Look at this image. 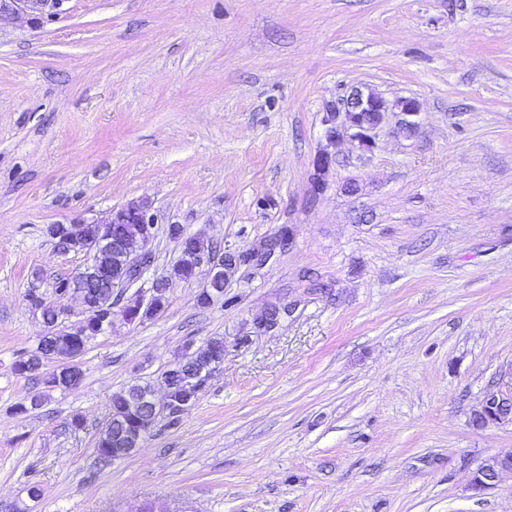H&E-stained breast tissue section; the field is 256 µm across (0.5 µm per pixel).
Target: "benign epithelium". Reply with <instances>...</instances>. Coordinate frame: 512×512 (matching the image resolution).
<instances>
[{"instance_id":"benign-epithelium-1","label":"benign epithelium","mask_w":512,"mask_h":512,"mask_svg":"<svg viewBox=\"0 0 512 512\" xmlns=\"http://www.w3.org/2000/svg\"><path fill=\"white\" fill-rule=\"evenodd\" d=\"M63 0H0V22L10 20L23 13L29 16L33 24H39L46 14V10L54 9L62 4ZM403 115L400 122V129L410 133L417 122L414 117L420 114V107L416 100L411 98L399 99L395 103H388L378 93L369 90L354 89L345 98L340 99L336 105L325 113L322 119L324 136L326 140L333 143L341 137H347L358 142L364 152L374 148L377 132L386 123L389 113L393 110ZM103 223L106 225L103 235L96 241L78 246L69 239H63L54 244L56 251L62 255L71 252H81L87 256V265L97 269L102 266V259L107 254H112V261L123 262L128 269V279L112 282L117 297H122L125 289L138 283H150L149 299L138 295L132 302L124 304L114 303L112 308L105 314L98 315L100 306L82 302L83 319L73 329L75 336H84L95 326L98 333L102 334L112 328L114 317L119 315L128 323L139 319L140 313L148 312L155 314L160 311L161 306L158 298L165 294L167 279L163 276H153L148 279L146 275L153 266L152 251L149 244L155 237L158 228V219L151 212L150 206L143 201H132L125 206L112 210L109 217L98 220L93 219L91 223ZM109 224H138L140 225L139 237L136 241L130 242L113 235L107 228ZM291 233L287 230L265 244L262 250L257 252L240 251L226 248L220 254H203L201 252H190L181 250L180 262L197 268L204 263L210 265L211 277L224 274V281H229L241 265L248 262L261 263L266 261L272 252L278 247L286 245ZM144 406L152 411L150 419L146 422L145 432H150L158 419L167 416L173 407L165 402L158 405L154 395L147 396ZM475 415L482 418L484 426L501 425L512 422V391L500 389L490 390L484 396L479 410ZM503 472L512 473V453L504 456H494L482 463L473 473L470 488L480 494L497 486L500 474Z\"/></svg>"}]
</instances>
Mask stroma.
Returning a JSON list of instances; mask_svg holds the SVG:
<instances>
[{
  "instance_id": "35a3bbf8",
  "label": "stroma",
  "mask_w": 512,
  "mask_h": 512,
  "mask_svg": "<svg viewBox=\"0 0 512 512\" xmlns=\"http://www.w3.org/2000/svg\"><path fill=\"white\" fill-rule=\"evenodd\" d=\"M355 87L415 99V132L328 145ZM136 200L219 246L292 239L206 305L208 265L170 279L72 388L15 374L47 332L31 294L86 263L48 226ZM213 338L195 404L99 462L113 394L163 399ZM511 388L512 0H64L0 24V512H512L511 474L469 489L512 452V423L471 417ZM222 356L224 355V342L222 339H211L205 343L203 349L197 348L194 350L190 356L187 357L185 361L179 362L175 367L167 370L164 373V378L167 381L170 379H177V384L170 388L171 397L175 404L181 406L185 402L194 403L197 399L198 392L204 387L208 379L214 374L216 369H218L221 364L224 362V357H218L210 362V372L205 376L199 375L197 377V391L196 387H186L185 383L181 384L183 379L187 376L188 373H199L201 371L206 372V366L208 365L209 358L212 356ZM184 375V378L182 377ZM512 473V453L494 456L482 463L473 473L470 488L475 494L493 489L499 482L500 474Z\"/></svg>"
}]
</instances>
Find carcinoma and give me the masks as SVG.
I'll list each match as a JSON object with an SVG mask.
<instances>
[{
    "label": "carcinoma",
    "instance_id": "carcinoma-1",
    "mask_svg": "<svg viewBox=\"0 0 512 512\" xmlns=\"http://www.w3.org/2000/svg\"><path fill=\"white\" fill-rule=\"evenodd\" d=\"M101 230L100 224H51L47 232L52 237L67 234L73 239L94 240L100 235ZM85 284L89 286L87 289L89 300L103 306L112 302V278L93 279L84 269L71 277L56 279L53 289L56 297L61 300L73 293L76 286ZM45 324L50 331L42 337L37 351L28 357L16 360L14 371L18 375L29 377L39 374L47 363L55 362L57 367L46 375L44 384L50 388L72 387L82 379L77 358L83 354L88 339L92 338V335L79 337L71 336L65 331H58L56 330L57 322L52 318L47 319ZM215 355H224V341L221 339L207 341L204 348L194 350L186 360L164 373V378L177 381V384L170 389L175 404L180 406L185 402L196 401V387L183 385V376L190 372L199 373L206 370L209 358ZM150 389L151 386L148 384L134 383L125 391L113 395L109 417L96 444L102 456L107 458L114 454L123 456L137 447L140 442V427L146 418L141 403Z\"/></svg>",
    "mask_w": 512,
    "mask_h": 512
}]
</instances>
